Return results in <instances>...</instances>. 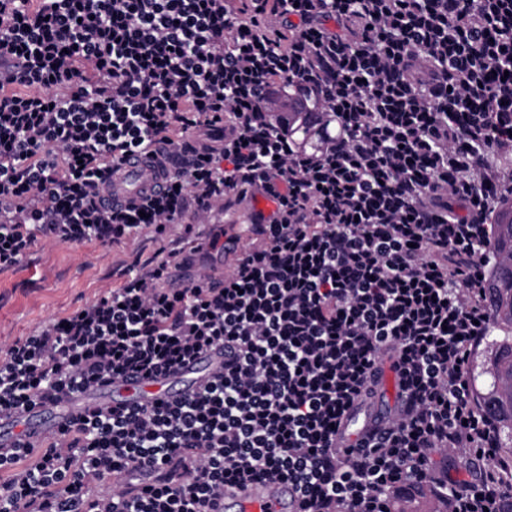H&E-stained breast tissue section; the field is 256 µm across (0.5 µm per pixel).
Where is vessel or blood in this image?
<instances>
[{
	"instance_id": "vessel-or-blood-1",
	"label": "vessel or blood",
	"mask_w": 512,
	"mask_h": 512,
	"mask_svg": "<svg viewBox=\"0 0 512 512\" xmlns=\"http://www.w3.org/2000/svg\"><path fill=\"white\" fill-rule=\"evenodd\" d=\"M166 186L165 174L157 172L145 157L125 162L112 178L106 194L115 202H124L143 194L159 193ZM224 365V351L215 348L205 352L179 371L161 379L129 377L74 393L67 399L37 406L19 417L0 420V450L15 447L19 441H33L41 435L60 430L76 413L88 407L123 405L137 407L157 398L189 393L207 382ZM395 399L391 374H384L371 405L351 412L344 424L348 441H355L367 422L388 415V404ZM298 495L292 486L274 488L253 485L229 490L224 494L221 512H296Z\"/></svg>"
}]
</instances>
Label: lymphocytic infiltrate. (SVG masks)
Here are the masks:
<instances>
[{
	"instance_id": "obj_1",
	"label": "lymphocytic infiltrate",
	"mask_w": 512,
	"mask_h": 512,
	"mask_svg": "<svg viewBox=\"0 0 512 512\" xmlns=\"http://www.w3.org/2000/svg\"><path fill=\"white\" fill-rule=\"evenodd\" d=\"M0 266L39 239L195 235L233 196L270 198L223 288L182 250L0 349V418L203 350L201 389L74 416L0 452V512H215L288 483L299 512H512V460L469 376L512 200V0H0ZM166 146L163 193L107 181ZM390 361L402 399L338 445ZM464 449L465 477L437 467ZM408 495H401L393 503V511L406 512H444V504L432 494L419 496L413 495V499H407Z\"/></svg>"
}]
</instances>
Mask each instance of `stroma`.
I'll use <instances>...</instances> for the list:
<instances>
[{"mask_svg": "<svg viewBox=\"0 0 512 512\" xmlns=\"http://www.w3.org/2000/svg\"><path fill=\"white\" fill-rule=\"evenodd\" d=\"M170 237L141 234L117 244L41 240L0 270V344L25 338L120 285L134 264L165 258Z\"/></svg>", "mask_w": 512, "mask_h": 512, "instance_id": "35a3bbf8", "label": "stroma"}]
</instances>
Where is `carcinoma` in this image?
I'll return each mask as SVG.
<instances>
[{
  "label": "carcinoma",
  "mask_w": 512,
  "mask_h": 512,
  "mask_svg": "<svg viewBox=\"0 0 512 512\" xmlns=\"http://www.w3.org/2000/svg\"><path fill=\"white\" fill-rule=\"evenodd\" d=\"M490 247L498 254L512 253V218L497 220ZM487 298L493 326L478 366L490 381L476 388V402L496 425L502 455L512 458V263H498L487 284Z\"/></svg>",
  "instance_id": "cac0c4a2"
}]
</instances>
